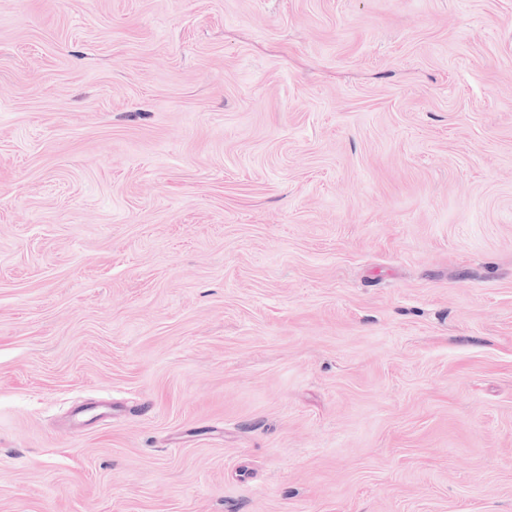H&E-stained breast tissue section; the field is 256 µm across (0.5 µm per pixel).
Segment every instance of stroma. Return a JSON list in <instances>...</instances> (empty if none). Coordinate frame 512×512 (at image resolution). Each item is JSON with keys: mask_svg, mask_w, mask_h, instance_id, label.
I'll return each instance as SVG.
<instances>
[{"mask_svg": "<svg viewBox=\"0 0 512 512\" xmlns=\"http://www.w3.org/2000/svg\"><path fill=\"white\" fill-rule=\"evenodd\" d=\"M0 512H512V0H0Z\"/></svg>", "mask_w": 512, "mask_h": 512, "instance_id": "obj_1", "label": "stroma"}]
</instances>
